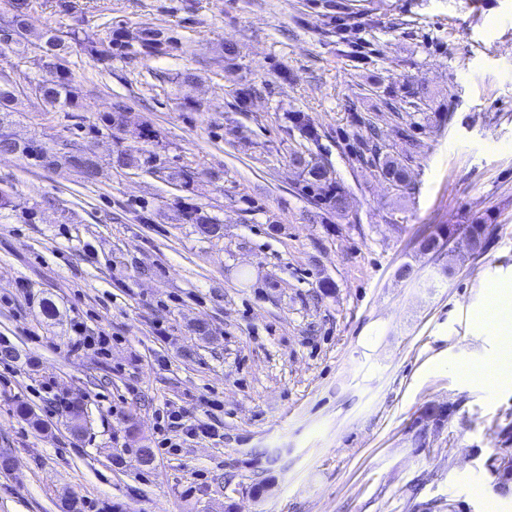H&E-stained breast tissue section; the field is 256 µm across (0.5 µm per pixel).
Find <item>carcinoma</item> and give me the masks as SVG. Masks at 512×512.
Instances as JSON below:
<instances>
[{
	"instance_id": "carcinoma-1",
	"label": "carcinoma",
	"mask_w": 512,
	"mask_h": 512,
	"mask_svg": "<svg viewBox=\"0 0 512 512\" xmlns=\"http://www.w3.org/2000/svg\"><path fill=\"white\" fill-rule=\"evenodd\" d=\"M33 9L32 0H12L11 17L1 23L3 27L12 29L16 34L12 45L18 54L26 53L34 46H41L46 54L57 60L55 65V79L39 81L31 85L32 91L42 100L46 111L72 112L78 108V100L69 85L68 71L64 61L66 53V40L50 30L39 35H34V28L30 23ZM73 40H81L85 51L92 57L100 60H110L112 56L123 52L130 44V36L125 39L112 37L93 38L85 36L79 38L76 32L70 33ZM140 47L148 54L159 51L161 45L168 41L164 33L157 29H145L136 36ZM19 86L16 81L7 76L0 77V152L14 148L17 152L34 161V165L43 168L65 167L81 175L90 182L94 180L95 171L99 162L90 156L85 150L72 142H65L59 149L43 148L35 140L20 141L10 131L12 125L11 103L16 99ZM296 161L307 175V187L315 192V196L329 208L343 212L347 207L345 192L339 187L331 186L327 170L306 160L305 156H295ZM112 163L120 168L142 167L153 163V156L140 157L128 150H119L112 158ZM381 175L400 189L408 187V174L406 168L398 161L384 156L379 162ZM186 223L196 226L197 232L205 237H214L213 229L219 227V223L200 211L199 208L188 206L184 211Z\"/></svg>"
}]
</instances>
